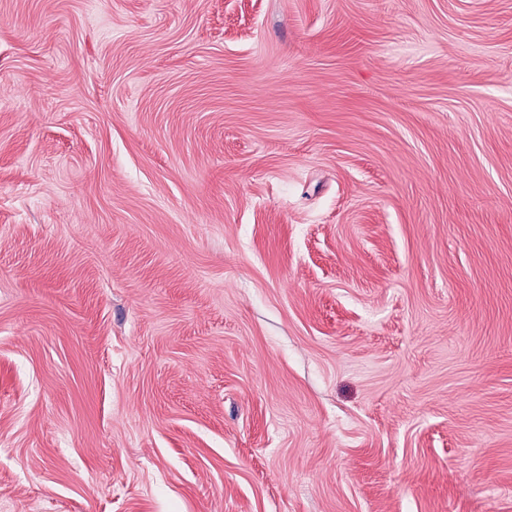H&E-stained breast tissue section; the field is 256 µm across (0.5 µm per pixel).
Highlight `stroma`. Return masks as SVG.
Wrapping results in <instances>:
<instances>
[{
	"instance_id": "obj_1",
	"label": "stroma",
	"mask_w": 512,
	"mask_h": 512,
	"mask_svg": "<svg viewBox=\"0 0 512 512\" xmlns=\"http://www.w3.org/2000/svg\"><path fill=\"white\" fill-rule=\"evenodd\" d=\"M0 512H512V0H0Z\"/></svg>"
}]
</instances>
